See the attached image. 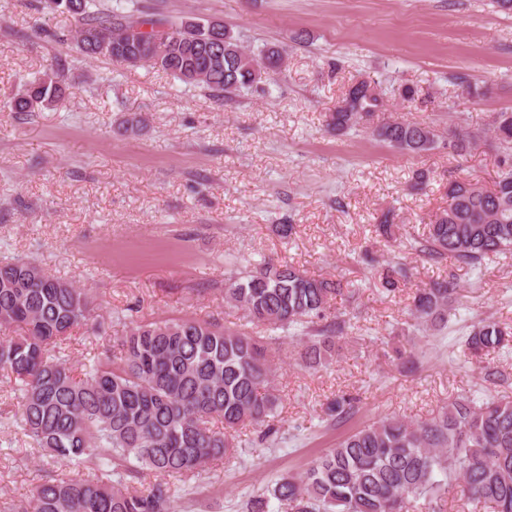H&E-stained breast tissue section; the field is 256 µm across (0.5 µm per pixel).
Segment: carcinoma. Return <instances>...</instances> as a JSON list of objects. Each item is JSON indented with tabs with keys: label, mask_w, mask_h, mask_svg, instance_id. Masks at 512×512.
Masks as SVG:
<instances>
[{
	"label": "carcinoma",
	"mask_w": 512,
	"mask_h": 512,
	"mask_svg": "<svg viewBox=\"0 0 512 512\" xmlns=\"http://www.w3.org/2000/svg\"><path fill=\"white\" fill-rule=\"evenodd\" d=\"M81 16L77 46L88 58L129 67L148 65L188 86L230 98L262 76L279 73L284 50L248 54L220 21L142 16L137 0H53ZM64 90L55 76L25 82L1 109L29 113L55 106ZM376 82L357 80L345 91L328 127L338 134L368 122L381 105ZM490 131L503 149L493 185L451 180L448 207L408 242L431 261L448 256L474 269L512 252V112H499ZM400 152L421 154L443 135L421 123L392 122L372 131ZM389 293L406 284L409 269L387 262L379 273ZM347 292L292 265L266 261L224 282V301L247 322L302 333L299 358L308 368L329 362L350 321L330 312ZM459 295L454 282L435 280L414 292L410 314L442 327ZM88 293L47 274L29 260L0 263V369L16 384L17 417L33 447L81 466L93 462L108 479L50 478L11 512H172L174 489L133 485L148 467L187 477L239 447L240 430L274 432L280 397L272 381L267 342L246 329L195 320L154 321L120 338L122 354L95 360L76 377L58 347L88 319ZM512 341V330L491 318L469 326L464 356L477 362ZM360 398L339 395L325 420L340 425ZM458 487L467 502L489 512H512V401L461 396L436 416L414 423L386 416L344 435L301 474H286L248 500L247 512H408L412 500L444 512L442 495Z\"/></svg>",
	"instance_id": "obj_1"
}]
</instances>
